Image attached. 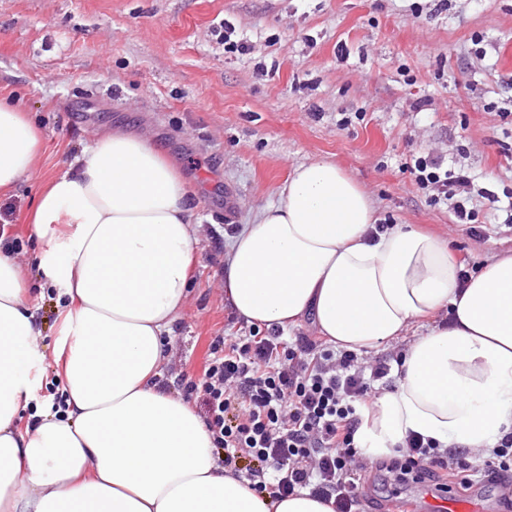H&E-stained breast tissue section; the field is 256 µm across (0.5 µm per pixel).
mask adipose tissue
Listing matches in <instances>:
<instances>
[{
	"instance_id": "1",
	"label": "adipose tissue",
	"mask_w": 512,
	"mask_h": 512,
	"mask_svg": "<svg viewBox=\"0 0 512 512\" xmlns=\"http://www.w3.org/2000/svg\"><path fill=\"white\" fill-rule=\"evenodd\" d=\"M39 152L27 112L0 101V192L35 175ZM377 222L371 196L335 163L298 165L230 238L224 299L246 323L285 331L307 319L359 353L420 325L396 387L364 410L357 447L390 457L416 433L491 455L512 433V254L463 287L446 241L406 224L378 233ZM32 224L46 242L40 288L60 320L64 404H32L38 313L0 245V512H331L306 490L276 501L249 489L219 464L189 402L158 383L200 220L152 134L96 135L38 195ZM27 408L32 421L18 428Z\"/></svg>"
}]
</instances>
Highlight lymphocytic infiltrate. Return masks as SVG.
<instances>
[{
  "instance_id": "obj_1",
  "label": "lymphocytic infiltrate",
  "mask_w": 512,
  "mask_h": 512,
  "mask_svg": "<svg viewBox=\"0 0 512 512\" xmlns=\"http://www.w3.org/2000/svg\"><path fill=\"white\" fill-rule=\"evenodd\" d=\"M431 205H446L459 224H475L482 209L505 207L512 223V191L499 196L476 188L466 170H448L431 155L412 153L401 165ZM391 371L390 359L359 362L307 336L287 343L282 331L250 327L247 334L214 337L203 371L179 380L186 397L204 408L218 461L246 478L257 493L284 498L306 489L334 512H358L366 469L354 435L361 409L375 396L376 381ZM466 454L408 435L388 471L394 481L467 471Z\"/></svg>"
}]
</instances>
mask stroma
<instances>
[{"label":"stroma","mask_w":512,"mask_h":512,"mask_svg":"<svg viewBox=\"0 0 512 512\" xmlns=\"http://www.w3.org/2000/svg\"><path fill=\"white\" fill-rule=\"evenodd\" d=\"M248 42L224 50V27ZM41 134L35 176L0 193V225L31 275L43 374L59 327L34 264L39 192L112 127L150 131L195 194L201 245L166 372L199 376L210 341L247 328L224 303V243L254 208L276 201L292 168L336 162L380 218L431 231L462 268L512 253V224L451 223L400 165L414 152L512 189V0H0V99ZM352 116L340 127L343 116ZM361 512H400L448 495L478 512H512L488 481L398 485L375 476Z\"/></svg>","instance_id":"1"}]
</instances>
